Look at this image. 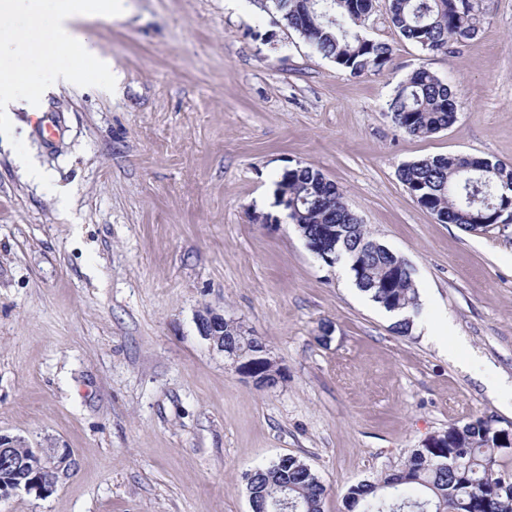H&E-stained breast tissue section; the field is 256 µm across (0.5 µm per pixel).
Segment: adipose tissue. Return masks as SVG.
Here are the masks:
<instances>
[{
  "label": "adipose tissue",
  "instance_id": "obj_1",
  "mask_svg": "<svg viewBox=\"0 0 512 512\" xmlns=\"http://www.w3.org/2000/svg\"><path fill=\"white\" fill-rule=\"evenodd\" d=\"M128 13L129 0H0V123L21 102L29 113L42 112L49 92L79 80V67L55 61L75 48L92 62L104 86L119 87L121 73L90 40H77L74 26Z\"/></svg>",
  "mask_w": 512,
  "mask_h": 512
}]
</instances>
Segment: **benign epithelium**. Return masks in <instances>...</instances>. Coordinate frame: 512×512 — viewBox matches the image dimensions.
Masks as SVG:
<instances>
[{"mask_svg": "<svg viewBox=\"0 0 512 512\" xmlns=\"http://www.w3.org/2000/svg\"><path fill=\"white\" fill-rule=\"evenodd\" d=\"M224 315L210 309L200 311L196 316L197 330L212 347L232 360L235 371L250 379L257 387L271 389L277 385L278 375L261 374L256 371L254 360H243L232 346L224 344ZM23 465L31 469V477L24 483L0 482V498L8 497L20 490L37 496L50 494L59 476L68 472L73 459L67 448H30Z\"/></svg>", "mask_w": 512, "mask_h": 512, "instance_id": "obj_1", "label": "benign epithelium"}]
</instances>
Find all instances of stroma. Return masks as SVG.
Listing matches in <instances>:
<instances>
[{
    "instance_id": "obj_1",
    "label": "stroma",
    "mask_w": 512,
    "mask_h": 512,
    "mask_svg": "<svg viewBox=\"0 0 512 512\" xmlns=\"http://www.w3.org/2000/svg\"><path fill=\"white\" fill-rule=\"evenodd\" d=\"M476 6L478 34L430 54L375 0L365 27L392 62L357 77L254 0H130L77 23L119 93L90 67L47 99L56 138L22 109L0 129V433L74 465L0 512H251L246 473L283 455L324 482L323 512H347V487L449 425L512 427V224L439 223L397 177L436 155L512 163V0ZM421 67L463 99L427 138L388 111ZM298 165L414 267L411 335L283 219L275 182ZM206 308L262 340L275 388L199 335ZM80 54L87 58L94 65L95 72L99 77V81L106 87H112V92L118 89L122 74L114 69L113 63L105 57H102L94 44L87 39H82L80 46Z\"/></svg>"
}]
</instances>
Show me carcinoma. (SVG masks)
<instances>
[{
  "label": "carcinoma",
  "instance_id": "1",
  "mask_svg": "<svg viewBox=\"0 0 512 512\" xmlns=\"http://www.w3.org/2000/svg\"><path fill=\"white\" fill-rule=\"evenodd\" d=\"M275 23L298 32L336 67L353 76L381 73L392 61L389 44L370 37L363 21L372 0H256ZM393 28L428 53L448 52L476 36L483 18L472 0H389ZM462 101L434 73L420 68L395 88L388 109L396 127L428 137L451 125ZM398 178L416 202L442 224L465 231L494 224L512 210V164L466 156H433L404 163ZM275 204L327 266H349L356 287L386 312L394 328L411 332L421 302L408 262L373 240L349 209L343 192L312 166L286 170ZM509 447L503 430L485 419L448 427L441 444L415 449L398 471L350 486L349 512H512V473L500 468ZM249 496L271 512L288 495V512H322L326 487L296 456L278 458L248 476Z\"/></svg>",
  "mask_w": 512,
  "mask_h": 512
}]
</instances>
